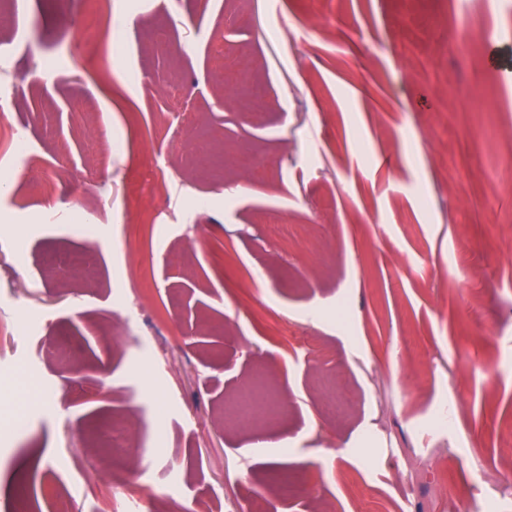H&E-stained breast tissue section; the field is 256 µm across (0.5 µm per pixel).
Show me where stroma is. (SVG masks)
Returning a JSON list of instances; mask_svg holds the SVG:
<instances>
[{"instance_id":"1","label":"stroma","mask_w":512,"mask_h":512,"mask_svg":"<svg viewBox=\"0 0 512 512\" xmlns=\"http://www.w3.org/2000/svg\"><path fill=\"white\" fill-rule=\"evenodd\" d=\"M509 70L512 0H0V512H512Z\"/></svg>"}]
</instances>
